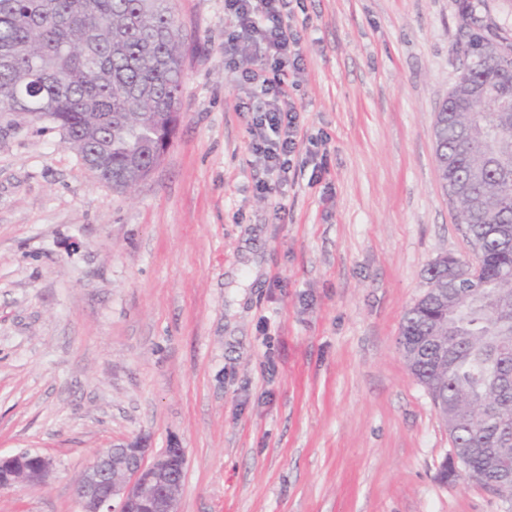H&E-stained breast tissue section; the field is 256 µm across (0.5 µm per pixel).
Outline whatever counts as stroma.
Here are the masks:
<instances>
[{"label":"stroma","mask_w":512,"mask_h":512,"mask_svg":"<svg viewBox=\"0 0 512 512\" xmlns=\"http://www.w3.org/2000/svg\"><path fill=\"white\" fill-rule=\"evenodd\" d=\"M512 0H297L309 151L253 161L224 0H175L177 127L133 190L51 121L0 115V456L50 457L0 512H78L103 448H182L181 512H512L442 483L448 430L398 347L427 269L473 254L435 160L472 33Z\"/></svg>","instance_id":"1"}]
</instances>
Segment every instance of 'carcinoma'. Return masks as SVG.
<instances>
[{
    "instance_id": "cac0c4a2",
    "label": "carcinoma",
    "mask_w": 512,
    "mask_h": 512,
    "mask_svg": "<svg viewBox=\"0 0 512 512\" xmlns=\"http://www.w3.org/2000/svg\"><path fill=\"white\" fill-rule=\"evenodd\" d=\"M187 37L174 0H0V114L49 119L92 173L124 192L161 162L177 121ZM448 111L434 123L436 161L449 203L480 273H462L443 297L425 294L403 315L415 343L452 325L443 356L412 355V373L448 405L461 448L494 446L512 469V34L476 36L462 47ZM478 87L508 111H472ZM480 485L494 473L481 457L459 465Z\"/></svg>"
}]
</instances>
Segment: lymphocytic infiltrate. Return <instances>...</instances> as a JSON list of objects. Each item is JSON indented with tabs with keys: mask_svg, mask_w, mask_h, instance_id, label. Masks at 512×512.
Listing matches in <instances>:
<instances>
[{
	"mask_svg": "<svg viewBox=\"0 0 512 512\" xmlns=\"http://www.w3.org/2000/svg\"><path fill=\"white\" fill-rule=\"evenodd\" d=\"M288 5L289 0H224L235 27L224 43L225 54L255 61L244 75L254 94L245 107L257 114L250 130L252 152L267 185L278 189L287 180L291 155L302 145L298 109L287 80L288 74L302 69Z\"/></svg>",
	"mask_w": 512,
	"mask_h": 512,
	"instance_id": "1",
	"label": "lymphocytic infiltrate"
}]
</instances>
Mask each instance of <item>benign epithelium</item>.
<instances>
[{"label": "benign epithelium", "mask_w": 512, "mask_h": 512, "mask_svg": "<svg viewBox=\"0 0 512 512\" xmlns=\"http://www.w3.org/2000/svg\"><path fill=\"white\" fill-rule=\"evenodd\" d=\"M115 451L110 459L95 458L77 479L80 512H179L184 449L166 448L153 455L151 449L130 442ZM52 472L53 461L40 453L0 457V489L41 485Z\"/></svg>", "instance_id": "7a95c632"}]
</instances>
